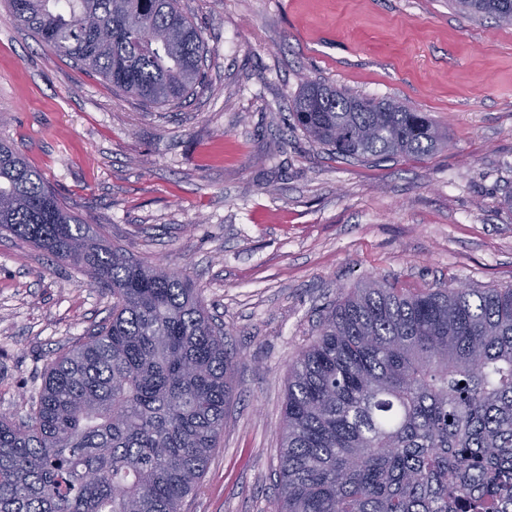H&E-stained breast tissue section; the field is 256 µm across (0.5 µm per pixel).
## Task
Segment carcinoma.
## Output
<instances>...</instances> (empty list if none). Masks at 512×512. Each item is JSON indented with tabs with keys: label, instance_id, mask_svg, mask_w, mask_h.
<instances>
[{
	"label": "carcinoma",
	"instance_id": "1",
	"mask_svg": "<svg viewBox=\"0 0 512 512\" xmlns=\"http://www.w3.org/2000/svg\"><path fill=\"white\" fill-rule=\"evenodd\" d=\"M512 26V0H455ZM50 50L149 107L203 79L180 0H9ZM295 124L355 160L440 144L393 100L305 81ZM0 229L112 294V316L50 359L28 419L0 418V512H182L224 433L232 356L193 282L129 259L0 140ZM276 512H512V285L343 294L289 366Z\"/></svg>",
	"mask_w": 512,
	"mask_h": 512
}]
</instances>
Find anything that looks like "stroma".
Instances as JSON below:
<instances>
[{
	"instance_id": "obj_1",
	"label": "stroma",
	"mask_w": 512,
	"mask_h": 512,
	"mask_svg": "<svg viewBox=\"0 0 512 512\" xmlns=\"http://www.w3.org/2000/svg\"><path fill=\"white\" fill-rule=\"evenodd\" d=\"M206 81L145 108L39 44L0 0V138L133 260L187 274L234 357L224 433L183 512H274L288 367L367 279L512 285V27L451 0H181ZM322 81L430 113L447 141L357 161L289 102ZM83 272L0 234V416L107 322Z\"/></svg>"
}]
</instances>
